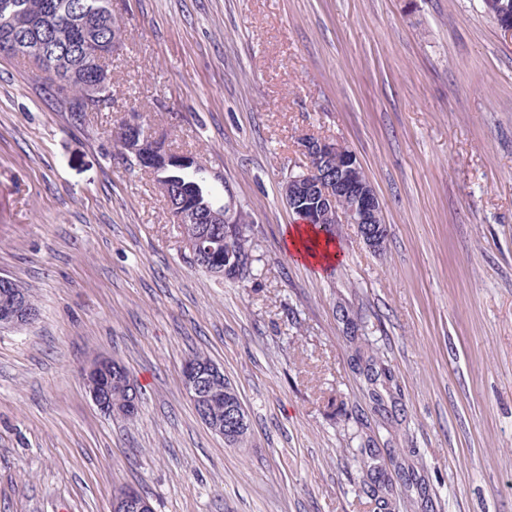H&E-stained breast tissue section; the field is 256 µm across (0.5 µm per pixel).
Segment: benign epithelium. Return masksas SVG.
Here are the masks:
<instances>
[{
    "label": "benign epithelium",
    "instance_id": "obj_1",
    "mask_svg": "<svg viewBox=\"0 0 512 512\" xmlns=\"http://www.w3.org/2000/svg\"><path fill=\"white\" fill-rule=\"evenodd\" d=\"M138 134L122 143L123 153L137 161L163 157L171 162L177 157L165 149L140 119L130 120ZM301 150L312 164L289 180L284 189L288 207L305 198H320L322 213L336 218L338 224H352L363 241L373 249H381V205L378 193L369 179L360 175L362 164L357 155L338 140L321 137L305 138ZM336 162V172L327 169ZM209 237L202 234L186 244L192 257L210 252ZM37 312L25 300V289H11V298L0 306V330L19 329L32 323ZM82 378L88 395L97 408L109 416L130 417L139 413L140 396L125 365L111 357L97 358L84 369ZM182 384L198 416L213 432L240 431L247 428L243 409L235 406L222 414L216 406L224 405V369L210 359L187 363L181 372ZM121 390L125 400H112V390ZM111 512H155L150 498L132 487L112 497Z\"/></svg>",
    "mask_w": 512,
    "mask_h": 512
}]
</instances>
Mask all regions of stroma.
Segmentation results:
<instances>
[{
	"instance_id": "stroma-1",
	"label": "stroma",
	"mask_w": 512,
	"mask_h": 512,
	"mask_svg": "<svg viewBox=\"0 0 512 512\" xmlns=\"http://www.w3.org/2000/svg\"><path fill=\"white\" fill-rule=\"evenodd\" d=\"M111 108L74 119L0 56V276L39 317L0 331V512H512V43L480 0H112ZM139 115L251 213L244 280L190 264L154 178L113 139ZM342 141L382 203L386 249H288L298 141ZM362 319L347 335L341 309ZM393 381L376 413L354 350ZM195 352L251 420L197 417ZM121 359L141 394L108 417L82 370ZM375 448L362 473L352 450ZM111 512H155L150 498L132 487L112 497Z\"/></svg>"
}]
</instances>
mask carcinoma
<instances>
[{"label":"carcinoma","instance_id":"obj_1","mask_svg":"<svg viewBox=\"0 0 512 512\" xmlns=\"http://www.w3.org/2000/svg\"><path fill=\"white\" fill-rule=\"evenodd\" d=\"M484 12L512 14V0H482ZM121 25L112 17V0H0V52L17 54L33 63L48 90L69 105L75 119L87 112L112 107V85L97 91L100 100L89 102L90 87L101 66L97 52L109 51ZM187 164L162 165L155 174L165 186L164 196L194 208L192 217L180 222L184 237L192 239L209 231L215 252L197 264L217 278L245 279L253 275L256 256L252 247L251 215L239 206L237 222L215 224L212 213L224 207L209 184L206 169L194 165V158L182 156ZM366 381L374 402L381 401L378 384L390 381L377 361H366Z\"/></svg>","mask_w":512,"mask_h":512}]
</instances>
